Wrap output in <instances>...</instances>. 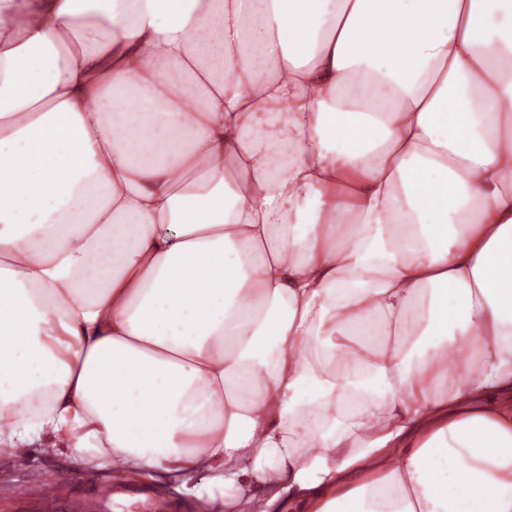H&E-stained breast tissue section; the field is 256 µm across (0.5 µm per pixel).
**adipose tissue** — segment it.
<instances>
[{"label":"adipose tissue","mask_w":512,"mask_h":512,"mask_svg":"<svg viewBox=\"0 0 512 512\" xmlns=\"http://www.w3.org/2000/svg\"><path fill=\"white\" fill-rule=\"evenodd\" d=\"M0 446L512 512V0H0Z\"/></svg>","instance_id":"ef3b65f1"}]
</instances>
